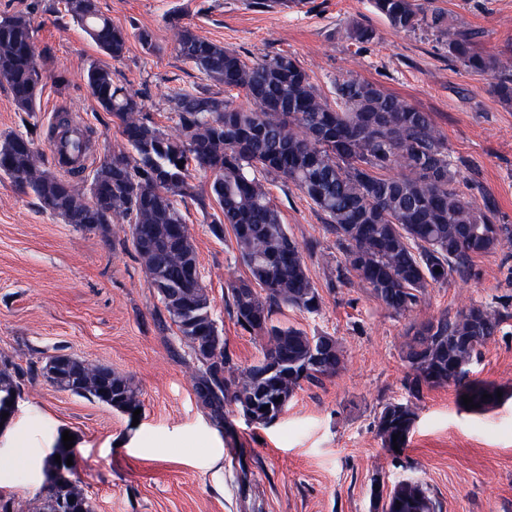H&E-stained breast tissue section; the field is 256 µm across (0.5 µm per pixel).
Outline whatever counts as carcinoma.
I'll return each instance as SVG.
<instances>
[{"mask_svg": "<svg viewBox=\"0 0 512 512\" xmlns=\"http://www.w3.org/2000/svg\"><path fill=\"white\" fill-rule=\"evenodd\" d=\"M396 30L430 31L447 39L448 53L466 69L498 78L500 98L512 101V74L496 56L475 50L478 32L449 22L448 11L427 0H370ZM64 12L115 61L124 57L129 33L112 25L98 0H64ZM180 56L224 90L244 93L251 107L235 104L204 88L171 97L177 133L143 114L142 101L94 62L83 80L99 107L112 115L127 149L104 152L92 162L82 188L41 168L33 133H12L0 142V174L29 189L42 208L80 228L103 227L110 212L129 224L130 240L168 318L191 349L196 363L193 387L211 417L224 421V403H235L252 422L267 426L276 415L260 411L291 402L302 383H319L344 367V348L328 334H310L278 319L284 308L319 314L322 297L311 281L304 249L288 234L280 211L256 173L296 186L326 220L344 263L336 281L355 278L397 315L413 311L426 288L465 272L472 258L512 241L511 224H494L455 186L448 147L430 116L380 85L350 77L335 83L329 104L298 62L273 55L251 64L222 45L195 35L169 16ZM35 29L23 12L0 14V83L7 84L17 110L39 109L43 74L34 43ZM347 37L357 45L378 33L355 24ZM93 131L67 126L62 136L79 152L90 150ZM183 167H178V164ZM399 167L401 174L385 171ZM210 176L200 194L192 172ZM220 214L211 233L233 231L239 260L248 276L226 285V309L236 324L260 342L263 360L239 376L211 312L188 225L180 203ZM508 312L473 303L448 317L410 325L402 347L407 365L404 388L418 399L423 391L453 384L473 397L483 412L497 407V388L470 376V365L500 332ZM42 376L55 388L94 400L122 413L140 408L130 382L106 365L90 366L67 357L65 367L44 364L23 370L0 359V415L12 413L26 376ZM489 398H483V395ZM416 421L409 403H389L378 418L383 447L404 448ZM398 439H393V435ZM63 469L72 451L62 438L44 460L41 512H61L70 500L81 512H95L71 475L52 470L55 455ZM401 505H396V502ZM372 512H439L440 505L420 482L400 481L386 497L371 495Z\"/></svg>", "mask_w": 512, "mask_h": 512, "instance_id": "obj_1", "label": "carcinoma"}]
</instances>
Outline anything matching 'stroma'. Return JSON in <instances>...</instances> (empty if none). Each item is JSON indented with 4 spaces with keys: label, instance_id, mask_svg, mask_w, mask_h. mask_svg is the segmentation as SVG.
I'll use <instances>...</instances> for the list:
<instances>
[{
    "label": "stroma",
    "instance_id": "1",
    "mask_svg": "<svg viewBox=\"0 0 512 512\" xmlns=\"http://www.w3.org/2000/svg\"><path fill=\"white\" fill-rule=\"evenodd\" d=\"M454 26L482 30L478 51L512 65V0H437ZM103 14L130 34L122 60L98 50L64 16L61 0H0L2 12H31L43 73L40 110L18 112L0 83V137L35 125V145L50 155L61 118L93 129L92 151L119 149L112 118L88 92V62L109 67L115 81L144 103L152 121L173 129L169 95L208 87L176 50L170 11L204 39L248 61L285 54L297 60L322 93L357 77L382 86L430 115L459 172V188L490 218L512 225V103L494 79L465 69L444 39L397 31L369 0H99ZM359 23L378 38L358 46L346 30ZM149 31L153 49L136 37ZM289 235L306 246L309 274L323 301L319 316L286 310L282 320L338 338L345 366L320 384H303L270 426L249 423L226 404L216 424L197 401L190 350L151 288L128 239L112 222L108 236L76 228L39 207L33 194L0 176V358L21 368L67 354L110 366L142 404L131 419L99 402L25 379L13 422L21 438L0 437V496L15 512H39L44 459L58 435L76 438V479L95 512H370L376 479L427 486L441 512H512V316L481 349L475 378L507 392L484 413L464 409L455 386L424 390L413 401L417 419L400 458L381 444L384 406L407 402L401 348L410 324L455 315L474 303L512 309V242L474 257L469 271L428 286L406 316L387 310L359 285L329 288L344 257L325 220L295 186L266 179ZM217 206L188 203L184 215L196 248L213 315L238 369L261 355L257 340L225 311L226 283L246 277L232 231L209 230Z\"/></svg>",
    "mask_w": 512,
    "mask_h": 512
}]
</instances>
